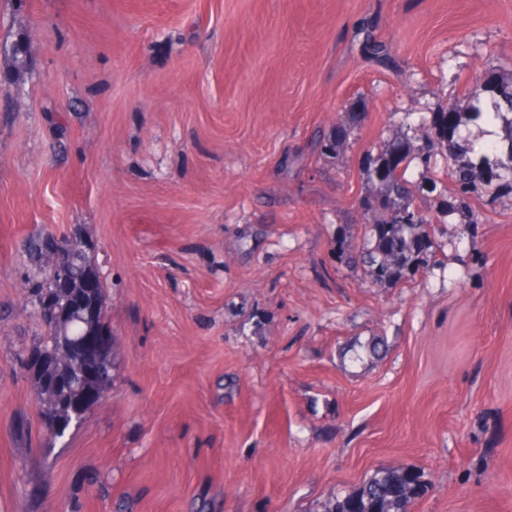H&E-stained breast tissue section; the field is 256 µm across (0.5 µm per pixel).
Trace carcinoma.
<instances>
[{
  "label": "carcinoma",
  "instance_id": "cac0c4a2",
  "mask_svg": "<svg viewBox=\"0 0 512 512\" xmlns=\"http://www.w3.org/2000/svg\"><path fill=\"white\" fill-rule=\"evenodd\" d=\"M488 94L485 101L478 97L469 99L465 108L451 103L454 123L448 125V113L437 112L431 123L419 128L427 142L429 153H415L408 135L400 133L388 139L377 156L368 157L366 173L373 193L360 201L361 209L367 216V233L370 248L363 255L369 273L376 282H391L410 278L419 271L422 255L432 248L429 235L422 231L420 224L401 223L402 214L410 209L414 192L432 194L437 191L435 179L422 175L420 181L410 183L405 178L411 163L418 160L427 171L431 167L433 154L430 150L440 143L448 151V176L454 185L453 195L444 199L440 213L452 215L459 224H473L474 210L471 205L473 194L481 193L498 197L503 193L512 194V82L496 74V87L483 85ZM494 112L505 123L507 149L506 157L498 155V147L490 144L479 149L463 147L459 143L460 117L467 114L476 122L488 112ZM357 114L351 113L348 119L336 124L335 135L320 143L321 151L339 152L351 134ZM46 239L39 237L29 242L28 250L36 260V276L32 279L31 292L40 295L58 287L57 279L45 269ZM72 261L81 271L94 277L96 287L91 292H81L79 300L94 308L89 321L97 335H104L100 316L107 305L97 272L88 261L85 251L76 248L71 251ZM47 334L41 343L56 347L68 345L72 336L80 333V327L64 328L45 324ZM38 387L48 419L60 428H68L73 421L72 412L62 394L52 384L50 378L38 376ZM423 491V483L418 472L410 468H400L374 476L357 493L336 501L329 512H407V506Z\"/></svg>",
  "mask_w": 512,
  "mask_h": 512
}]
</instances>
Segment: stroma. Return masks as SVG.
Here are the masks:
<instances>
[{
	"label": "stroma",
	"instance_id": "stroma-1",
	"mask_svg": "<svg viewBox=\"0 0 512 512\" xmlns=\"http://www.w3.org/2000/svg\"><path fill=\"white\" fill-rule=\"evenodd\" d=\"M488 70L512 0H0V512H328L406 466L413 512H512V194L414 196V278L337 256L366 155ZM41 233L83 237L114 338L60 438L21 360ZM357 120V114L351 112L346 121L342 119L336 125L335 135L320 143L321 151L324 153L336 152L342 149L351 134V128Z\"/></svg>",
	"mask_w": 512,
	"mask_h": 512
}]
</instances>
